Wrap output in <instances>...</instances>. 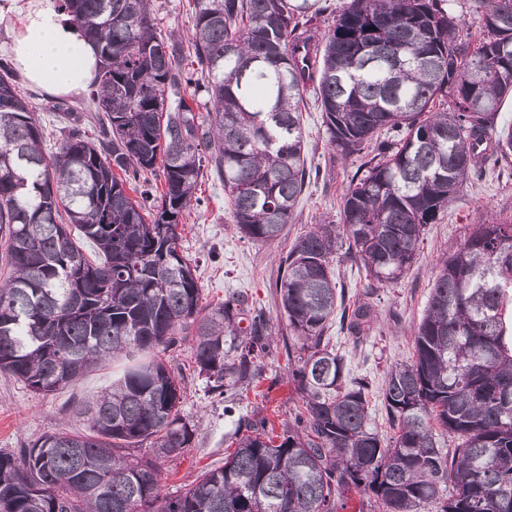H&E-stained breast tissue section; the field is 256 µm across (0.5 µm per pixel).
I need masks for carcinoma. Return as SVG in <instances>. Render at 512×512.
I'll list each match as a JSON object with an SVG mask.
<instances>
[{"instance_id":"1","label":"carcinoma","mask_w":512,"mask_h":512,"mask_svg":"<svg viewBox=\"0 0 512 512\" xmlns=\"http://www.w3.org/2000/svg\"><path fill=\"white\" fill-rule=\"evenodd\" d=\"M60 2L100 50L88 93L98 115L88 132L54 105L67 126L46 153L0 60V371L47 395L127 364L83 405L88 432L0 453V512H341L352 492L369 512H512V223L473 225L441 262L414 358L382 387L390 437L370 423L368 381L326 336L335 254L373 284L398 282L488 155H512V126L494 124L512 98V0H474L481 31L467 38L455 0H350L327 29L320 0H193L186 44L161 35L152 0ZM192 84L210 102L200 122L165 97ZM309 91L337 153L375 155L346 186L342 223L301 235L280 262L300 401L279 435L256 410L241 418L224 465L169 496L161 466L191 447L195 425L160 353L192 331L195 372L220 401L257 386L271 335L240 295L203 301L179 226L209 168L242 237H280L307 180ZM158 168L160 185L133 197ZM374 321L366 303L342 306L354 337Z\"/></svg>"}]
</instances>
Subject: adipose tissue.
Wrapping results in <instances>:
<instances>
[{"mask_svg": "<svg viewBox=\"0 0 512 512\" xmlns=\"http://www.w3.org/2000/svg\"><path fill=\"white\" fill-rule=\"evenodd\" d=\"M13 11L20 20L9 51L25 78L52 94L87 89L99 57L72 17L60 11L55 0H10L0 9V18Z\"/></svg>", "mask_w": 512, "mask_h": 512, "instance_id": "adipose-tissue-1", "label": "adipose tissue"}]
</instances>
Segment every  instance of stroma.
<instances>
[{
    "mask_svg": "<svg viewBox=\"0 0 512 512\" xmlns=\"http://www.w3.org/2000/svg\"><path fill=\"white\" fill-rule=\"evenodd\" d=\"M16 85L37 112L45 128L46 145H54L60 137V125L52 114L54 96L21 76ZM302 116L311 180L280 242L268 245L243 238L233 222L223 184L209 173L200 183L198 203L191 205L183 221V252L197 265L204 299L215 303L223 300L226 292L234 291L270 316L273 352L259 389L264 395L265 414L277 431L288 422L298 398L282 340L287 320L271 290L279 273V259L298 236L315 225L339 223L342 193L362 162L358 156L342 159L330 147L315 98H308ZM510 221L512 156L492 157L483 176L471 179L437 223L427 226L411 267L397 283L369 287L363 267L347 257H335L333 265L346 297L369 302L377 315L372 330L360 342H353L335 326L328 334L345 355L352 374L368 379L370 415L379 431L388 428L380 389L388 370L413 354V331L424 314L438 260L454 254L473 225ZM166 357L182 377V412L196 428L193 443L183 457L163 467L162 490L173 494L202 472L223 465L225 454L233 449L238 420L248 408L242 403L228 414L223 403L207 395L204 380L193 371L190 342H182ZM120 369V363H113L45 396L34 394L10 373L0 372V453L16 452L60 429L86 430L87 423L80 414L83 403L108 386Z\"/></svg>",
    "mask_w": 512,
    "mask_h": 512,
    "instance_id": "1",
    "label": "stroma"
}]
</instances>
